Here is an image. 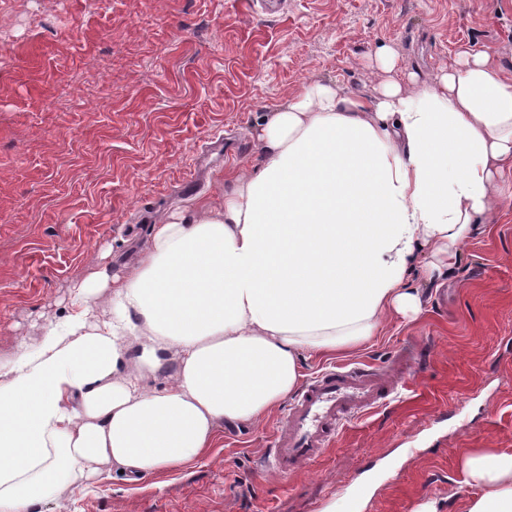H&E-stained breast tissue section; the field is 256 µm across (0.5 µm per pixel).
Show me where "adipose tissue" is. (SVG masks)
<instances>
[{
    "label": "adipose tissue",
    "mask_w": 512,
    "mask_h": 512,
    "mask_svg": "<svg viewBox=\"0 0 512 512\" xmlns=\"http://www.w3.org/2000/svg\"><path fill=\"white\" fill-rule=\"evenodd\" d=\"M371 97L302 85L263 115L260 154L224 204L153 225L130 272L94 271L39 347L0 365V512H36L57 487L185 467L227 424L285 402L305 358L349 351L396 314L507 204L512 73L458 51L418 83L392 48ZM109 309L97 312L100 298ZM463 512H512V452L462 462Z\"/></svg>",
    "instance_id": "ef3b65f1"
}]
</instances>
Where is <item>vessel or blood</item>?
<instances>
[{
    "instance_id": "b4317fda",
    "label": "vessel or blood",
    "mask_w": 512,
    "mask_h": 512,
    "mask_svg": "<svg viewBox=\"0 0 512 512\" xmlns=\"http://www.w3.org/2000/svg\"><path fill=\"white\" fill-rule=\"evenodd\" d=\"M397 387L373 368L340 365L318 375L289 406L264 468L287 475L316 462L350 420L378 408Z\"/></svg>"
}]
</instances>
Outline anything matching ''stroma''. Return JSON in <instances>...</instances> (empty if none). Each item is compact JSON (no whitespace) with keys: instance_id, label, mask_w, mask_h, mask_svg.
I'll return each mask as SVG.
<instances>
[{"instance_id":"35a3bbf8","label":"stroma","mask_w":512,"mask_h":512,"mask_svg":"<svg viewBox=\"0 0 512 512\" xmlns=\"http://www.w3.org/2000/svg\"><path fill=\"white\" fill-rule=\"evenodd\" d=\"M388 45L433 81L462 48L512 70V0H0V362L40 345L73 284L132 267L151 225L249 168L264 112L303 83L371 95ZM412 320L355 352L405 374L317 463L282 476L262 457L282 423L228 424L196 464L47 495L41 512H460V460L512 450V208L474 236L441 285L414 274Z\"/></svg>"}]
</instances>
